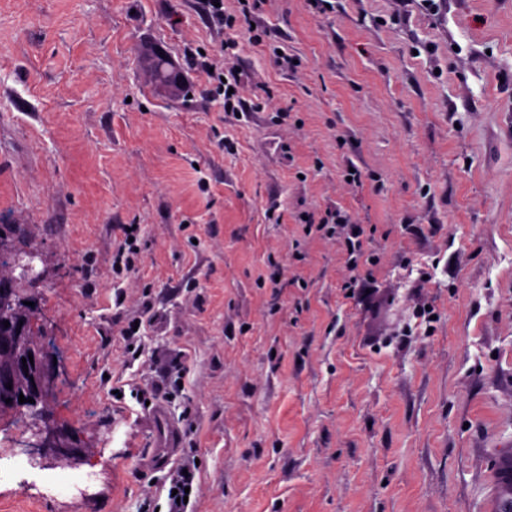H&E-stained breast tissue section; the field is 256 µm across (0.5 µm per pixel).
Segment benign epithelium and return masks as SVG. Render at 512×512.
Instances as JSON below:
<instances>
[{
	"label": "benign epithelium",
	"mask_w": 512,
	"mask_h": 512,
	"mask_svg": "<svg viewBox=\"0 0 512 512\" xmlns=\"http://www.w3.org/2000/svg\"><path fill=\"white\" fill-rule=\"evenodd\" d=\"M12 255L10 268L0 273V384L12 385L13 404L27 411L26 448H70L69 436L47 428L50 420L49 396L55 379L53 353L34 332L37 307L20 305L18 285L34 278L33 253L14 252L0 237V252ZM9 326H4V322ZM33 356V362L22 359ZM33 402H19V395Z\"/></svg>",
	"instance_id": "obj_1"
}]
</instances>
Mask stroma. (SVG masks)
Wrapping results in <instances>:
<instances>
[{
    "label": "stroma",
    "instance_id": "35a3bbf8",
    "mask_svg": "<svg viewBox=\"0 0 512 512\" xmlns=\"http://www.w3.org/2000/svg\"><path fill=\"white\" fill-rule=\"evenodd\" d=\"M259 17L294 70L201 0H0V224L47 258L19 295L58 363L51 424L85 450L12 470L26 422L0 412V512H139L186 459L191 512H497L512 0H264ZM228 35L240 117L201 68ZM335 209L363 230L358 263L319 225ZM129 224L138 262L116 275ZM175 358L157 406L180 439L159 467L131 391Z\"/></svg>",
    "mask_w": 512,
    "mask_h": 512
}]
</instances>
